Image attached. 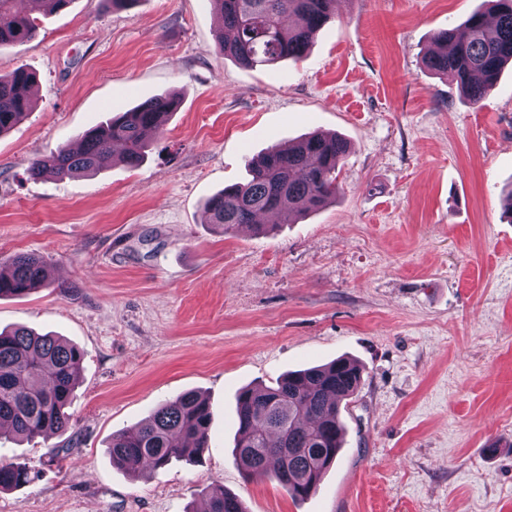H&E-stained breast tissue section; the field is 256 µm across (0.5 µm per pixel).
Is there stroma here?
Listing matches in <instances>:
<instances>
[{"instance_id":"35a3bbf8","label":"stroma","mask_w":512,"mask_h":512,"mask_svg":"<svg viewBox=\"0 0 512 512\" xmlns=\"http://www.w3.org/2000/svg\"><path fill=\"white\" fill-rule=\"evenodd\" d=\"M484 7L337 0L303 58L249 68L217 48L211 0H71L0 50V74L36 75L32 111L0 135V263L51 270L0 298V329L85 352L71 428L0 440L33 476L0 512H200L218 486L246 512H512V65L474 104L422 63ZM156 95L179 106L140 167L29 176ZM313 132L350 144L335 200L262 234L208 224L248 157ZM342 356L363 381L316 492L247 478L238 391ZM188 391L212 413L203 458L113 469V434Z\"/></svg>"}]
</instances>
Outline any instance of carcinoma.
Segmentation results:
<instances>
[{
	"mask_svg": "<svg viewBox=\"0 0 512 512\" xmlns=\"http://www.w3.org/2000/svg\"><path fill=\"white\" fill-rule=\"evenodd\" d=\"M71 0H28L19 12L14 0H0V49L30 41L36 32L31 13L56 12ZM222 17L215 33L226 56L249 66H267L307 51L316 33L331 19L336 0H212ZM490 14L476 12L462 24L438 31L436 49L424 56L431 72L456 83L477 102L512 65V0H488ZM34 75L23 67L0 75V135L31 111ZM178 101L154 96L84 131L76 150L61 147L34 158L33 178L63 179L90 174L122 147L120 162L138 166L146 136L159 132ZM348 143L336 136L311 134L286 147L277 146L247 162L246 182L226 187L206 203L209 223L224 232L255 223L276 212L292 224L336 198V170ZM46 261L35 253L14 257L0 267V297H18L46 285ZM84 351L60 338L25 328L0 331V437L33 440L70 427L71 405ZM362 384V370L348 358L290 372L272 387H247L237 397L239 438L234 455L246 477L274 473L294 499L309 497L336 461L344 436L341 404ZM211 412L202 397L185 392L159 404L130 432L112 435V467L137 474L145 465L161 468L191 460L209 448ZM32 481L29 471L0 460V491ZM208 512H246L234 495L216 488Z\"/></svg>",
	"mask_w": 512,
	"mask_h": 512,
	"instance_id": "carcinoma-1",
	"label": "carcinoma"
}]
</instances>
